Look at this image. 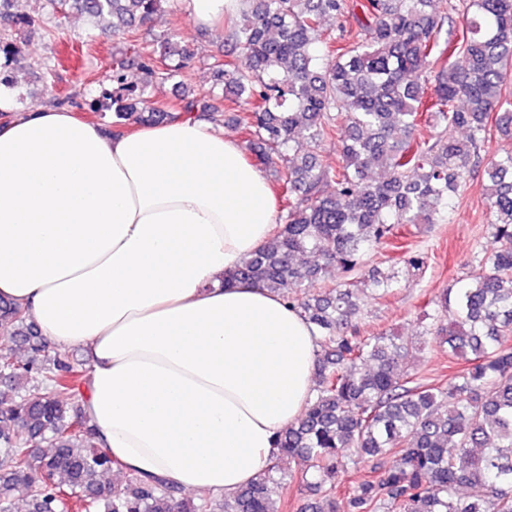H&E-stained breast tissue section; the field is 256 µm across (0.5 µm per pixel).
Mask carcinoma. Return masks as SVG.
<instances>
[{"instance_id":"obj_1","label":"carcinoma","mask_w":512,"mask_h":512,"mask_svg":"<svg viewBox=\"0 0 512 512\" xmlns=\"http://www.w3.org/2000/svg\"><path fill=\"white\" fill-rule=\"evenodd\" d=\"M166 0H45L56 26L76 11L100 36L137 41ZM449 23L448 0H245L228 30L236 54L209 63L212 103L184 82L195 57L174 34L158 48L114 61L99 94L54 96L57 105L112 113L119 132L175 118L228 115L246 150L272 171L283 208L269 241L224 285L275 292L319 334L315 393L302 418L279 438V457L255 482L217 499H176L162 482L130 475L105 481L112 460L74 410L84 364L57 353L0 300V512L15 492L28 512H279L270 485L296 474L319 492L300 512H512V151L485 157L497 135L512 141V0H463ZM328 19L336 30L324 33ZM0 20L34 33L40 17L19 16L0 0ZM136 65L140 83L126 81ZM12 35L0 33V87L24 81ZM179 84L154 102L156 83ZM224 101V106L217 102ZM428 125L434 135L416 134ZM342 138L341 160H320L324 142ZM486 162L484 186L494 247L468 283L428 300L432 337L461 363L448 381L401 369L419 343L384 332L361 336L359 297L381 299L425 258L399 240L448 220L455 194ZM402 252L386 267L364 269L376 249ZM342 279L310 288L331 268ZM22 343L28 358L15 354ZM369 464L355 487L336 482L348 460ZM477 485L469 499L460 490Z\"/></svg>"}]
</instances>
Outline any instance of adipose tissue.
<instances>
[{
  "label": "adipose tissue",
  "mask_w": 512,
  "mask_h": 512,
  "mask_svg": "<svg viewBox=\"0 0 512 512\" xmlns=\"http://www.w3.org/2000/svg\"><path fill=\"white\" fill-rule=\"evenodd\" d=\"M199 28L243 0H176ZM262 172L209 121L120 135L42 105L0 122V298L88 365L81 412L120 474L226 496L312 397L311 324L224 276L268 240Z\"/></svg>",
  "instance_id": "ef3b65f1"
}]
</instances>
